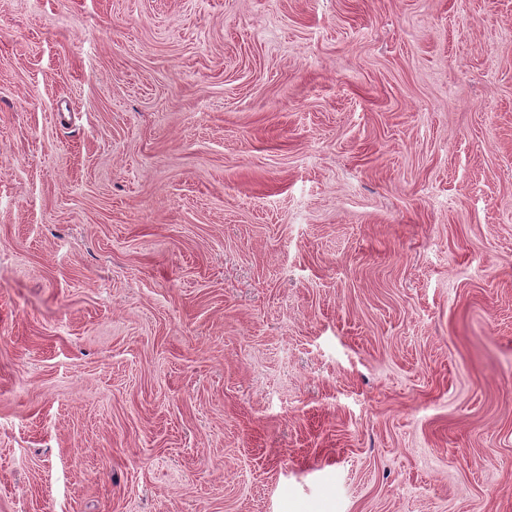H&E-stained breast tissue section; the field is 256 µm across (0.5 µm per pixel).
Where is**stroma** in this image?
<instances>
[{"label":"stroma","mask_w":512,"mask_h":512,"mask_svg":"<svg viewBox=\"0 0 512 512\" xmlns=\"http://www.w3.org/2000/svg\"><path fill=\"white\" fill-rule=\"evenodd\" d=\"M0 512H512V0H0Z\"/></svg>","instance_id":"1"}]
</instances>
